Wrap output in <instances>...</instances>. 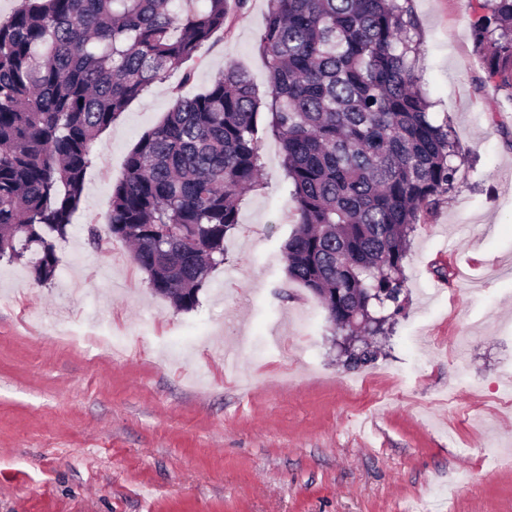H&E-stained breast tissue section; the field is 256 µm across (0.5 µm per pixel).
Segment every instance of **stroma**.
<instances>
[{"mask_svg": "<svg viewBox=\"0 0 512 512\" xmlns=\"http://www.w3.org/2000/svg\"><path fill=\"white\" fill-rule=\"evenodd\" d=\"M419 85L459 167L404 260L405 309L375 363L346 369L327 313L287 281L296 215L279 143L198 307L154 294L129 245L104 251L126 158L226 65L258 92L267 0H247L97 145L38 285L0 262V512H512V96L486 82L468 0H411Z\"/></svg>", "mask_w": 512, "mask_h": 512, "instance_id": "obj_1", "label": "stroma"}]
</instances>
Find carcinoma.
<instances>
[{"label": "carcinoma", "instance_id": "carcinoma-1", "mask_svg": "<svg viewBox=\"0 0 512 512\" xmlns=\"http://www.w3.org/2000/svg\"><path fill=\"white\" fill-rule=\"evenodd\" d=\"M232 2L246 0H22L0 18V261L30 255L33 280L53 282L98 138L224 30ZM470 27L486 80L512 93V0H483ZM415 30L410 0H268L266 99L225 66L139 138L112 187L108 233L133 246L149 288L178 311L199 305L240 197L259 186L266 134L298 215L288 281L321 300L337 335H386L407 237L458 172L448 120L418 84ZM378 354L359 339L343 365Z\"/></svg>", "mask_w": 512, "mask_h": 512}]
</instances>
